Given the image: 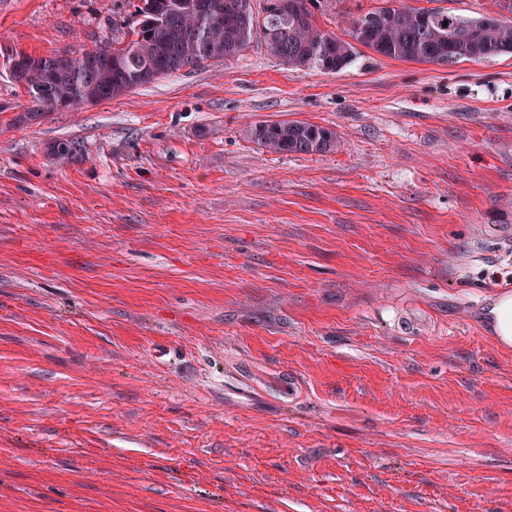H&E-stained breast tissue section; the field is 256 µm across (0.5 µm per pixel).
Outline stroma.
Segmentation results:
<instances>
[{
	"instance_id": "1",
	"label": "stroma",
	"mask_w": 512,
	"mask_h": 512,
	"mask_svg": "<svg viewBox=\"0 0 512 512\" xmlns=\"http://www.w3.org/2000/svg\"><path fill=\"white\" fill-rule=\"evenodd\" d=\"M137 5L0 0V512H512L483 318L512 293V55L327 73L255 41L19 122L12 54L117 44ZM287 120L337 148L252 139ZM251 136L262 147L281 154L327 153L337 144L331 128L302 121L261 123L251 130Z\"/></svg>"
}]
</instances>
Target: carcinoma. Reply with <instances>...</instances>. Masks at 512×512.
<instances>
[{
    "label": "carcinoma",
    "mask_w": 512,
    "mask_h": 512,
    "mask_svg": "<svg viewBox=\"0 0 512 512\" xmlns=\"http://www.w3.org/2000/svg\"><path fill=\"white\" fill-rule=\"evenodd\" d=\"M139 22L128 41L112 48L113 64L84 51L41 58L42 72L21 86L31 98L24 114L33 121L56 110L81 109L92 98L111 100L163 75L199 67L209 60L237 57L260 40L273 57L301 70L338 72L347 67L359 43L379 55L447 66L512 54V0H493L496 10L468 17L446 8H413L386 0L387 6L350 20L349 39L321 30L311 0H283L285 8L254 12L253 0H211L212 14L196 0H142ZM252 138L276 153H327L336 132L302 121L265 122Z\"/></svg>",
    "instance_id": "obj_1"
}]
</instances>
